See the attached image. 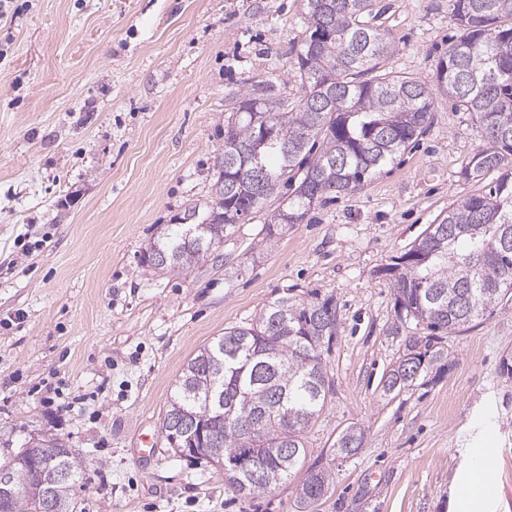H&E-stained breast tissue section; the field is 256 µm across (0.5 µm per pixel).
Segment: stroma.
Instances as JSON below:
<instances>
[{"mask_svg": "<svg viewBox=\"0 0 512 512\" xmlns=\"http://www.w3.org/2000/svg\"><path fill=\"white\" fill-rule=\"evenodd\" d=\"M394 71L431 79L460 34L449 0H378ZM306 0H7L0 9V459L57 435L82 462L77 512H298L304 472L240 498L209 464L172 454L164 409L184 365L276 299L329 301L333 385L305 433L331 465L310 512H452L483 453L512 512V301L444 336L447 360L408 389L379 382L399 357L392 277L453 201L489 191L463 169L483 143L469 113L435 93L425 134L360 191L311 210L270 245L260 230L288 189L224 236L220 259L162 274L143 256L205 197L224 120L253 84L281 108L300 95ZM365 442L333 458L339 433ZM156 436L152 453L137 436Z\"/></svg>", "mask_w": 512, "mask_h": 512, "instance_id": "stroma-1", "label": "stroma"}]
</instances>
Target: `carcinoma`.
I'll use <instances>...</instances> for the list:
<instances>
[{"instance_id": "carcinoma-1", "label": "carcinoma", "mask_w": 512, "mask_h": 512, "mask_svg": "<svg viewBox=\"0 0 512 512\" xmlns=\"http://www.w3.org/2000/svg\"><path fill=\"white\" fill-rule=\"evenodd\" d=\"M306 36L297 55L302 93L295 105L274 112L257 92H245L224 122V150L216 180L224 197L191 203V224H176L144 255L164 273L213 260L212 241L262 206L282 186L293 188L285 211L264 226L271 241L286 226L300 224L331 195H351L381 172L395 155L422 136L434 107L433 89L470 113L482 127L484 144L464 168L475 179L503 171L485 194L448 206L384 272L394 277V332L409 320L454 333L492 316L512 294V0H451L460 36L439 58L433 80L400 75L390 67L397 46L374 23L377 0H306ZM259 153L264 197L256 203L229 189V181L251 177L247 156ZM338 329L336 308L283 296L249 322L224 329L193 356L176 381L162 428L171 450L224 470L225 485L241 497L253 495L254 475L288 480L305 463L304 432L324 410L332 384L322 358ZM448 350L412 336L382 378L383 395L411 386ZM364 431L349 426L333 452L347 458L361 448ZM68 471L59 486L61 512H75L72 488L81 463L60 438L24 464L0 462V480L16 489L8 512H42L41 489L32 470ZM332 471L312 464L298 488L303 510L325 496Z\"/></svg>"}]
</instances>
